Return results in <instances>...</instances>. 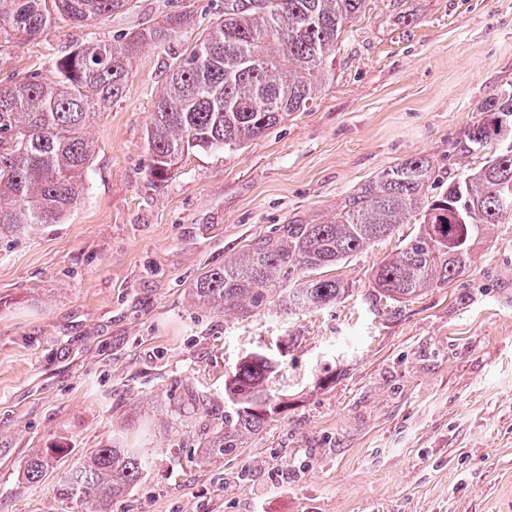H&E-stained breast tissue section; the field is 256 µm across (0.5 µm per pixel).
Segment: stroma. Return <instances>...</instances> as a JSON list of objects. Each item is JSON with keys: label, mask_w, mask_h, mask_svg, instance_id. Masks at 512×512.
I'll return each mask as SVG.
<instances>
[{"label": "stroma", "mask_w": 512, "mask_h": 512, "mask_svg": "<svg viewBox=\"0 0 512 512\" xmlns=\"http://www.w3.org/2000/svg\"><path fill=\"white\" fill-rule=\"evenodd\" d=\"M224 0H133L0 47V83L39 74L90 33H131L166 14L192 24L144 46L123 97L87 130L83 202L61 223L0 236V512H85L56 486L112 434L157 453L112 512H512V213L473 266L409 301L370 286L416 231L339 265L350 291L285 313L195 305L190 285L291 221H331L355 189L412 156L441 182L482 165L458 155L478 106L512 90V0H366L336 77L306 110L240 150L185 151L153 184L145 132L174 57ZM284 352L285 409L242 448L203 457L176 395L224 393L252 353ZM176 452H169V444ZM50 455L40 482L25 458Z\"/></svg>", "instance_id": "1"}]
</instances>
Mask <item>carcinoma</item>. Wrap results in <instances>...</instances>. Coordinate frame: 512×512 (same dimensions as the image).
Masks as SVG:
<instances>
[{"label": "carcinoma", "instance_id": "carcinoma-1", "mask_svg": "<svg viewBox=\"0 0 512 512\" xmlns=\"http://www.w3.org/2000/svg\"><path fill=\"white\" fill-rule=\"evenodd\" d=\"M130 0H0V43L35 37L61 18L98 20ZM366 0H224L190 54L170 65L147 128L151 176L162 182L189 148L242 149L269 129L307 108L335 78L336 48ZM192 22L174 12L136 32L110 40L90 37L54 63L55 78L30 76L0 84V234L39 231L59 223L86 194L83 179L93 154L86 129L118 102L138 49L161 46ZM480 118L466 127L455 148L462 154L494 149L463 179L438 194L429 158L418 155L384 169L348 196L334 220L281 224L271 235L202 274L189 288L192 301L217 309L251 310L280 281L276 300L286 311L327 306L348 293L335 277L303 279L310 269L333 267L415 220L416 233L384 259L373 288L396 302L455 280L473 262L478 244L501 216L512 211V95L482 102ZM279 360L245 357L224 376V397L188 391L169 410L203 427V453L226 455L245 436L278 414L283 402L268 384ZM153 450L134 448L124 437L85 456L57 488L63 500L86 512H112L152 463ZM49 469L40 450L24 462V477L39 482Z\"/></svg>", "mask_w": 512, "mask_h": 512}]
</instances>
